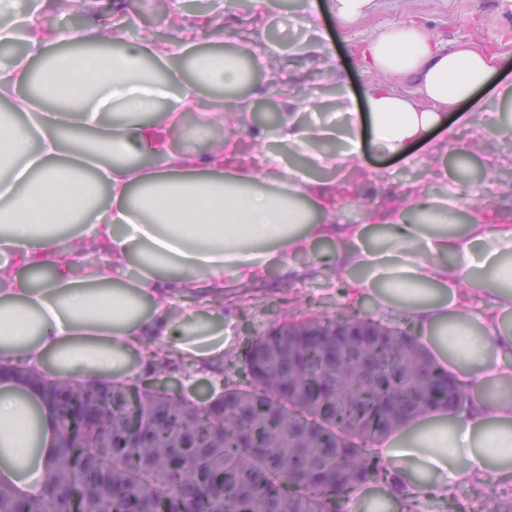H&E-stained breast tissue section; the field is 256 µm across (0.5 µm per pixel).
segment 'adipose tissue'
Masks as SVG:
<instances>
[{"label": "adipose tissue", "mask_w": 512, "mask_h": 512, "mask_svg": "<svg viewBox=\"0 0 512 512\" xmlns=\"http://www.w3.org/2000/svg\"><path fill=\"white\" fill-rule=\"evenodd\" d=\"M211 35L199 20L158 39L141 28L116 53L63 52L93 34L28 24V51L0 72V363L28 373L100 383L138 377L153 360L148 340L188 363L224 361V314L191 313L197 331L170 313L187 294L223 295L272 269L301 276L296 258L329 247L353 297L382 313L416 319L440 362L475 397L449 423L397 434L377 445L384 460L415 474V493L446 495L472 480L512 473V225L469 219L461 230L416 221L459 213L455 195L412 185L407 206L340 224L331 193L284 165L256 175L236 167L240 144L225 138L205 153L195 129L172 148L153 113L164 79H147V58L189 57L192 82L178 102L198 109L199 87L225 89L219 106L251 126L260 87L236 95L247 68H265L269 45L255 34L243 55L200 50ZM376 76L354 98L336 87L343 121L301 123L316 101L285 98L274 127L309 168L362 164L363 142L406 167L471 157L488 139L512 138V118L461 114L497 70L499 57L470 41L445 43L411 20L377 29L362 50ZM96 259H81V244ZM132 274L120 279L114 270ZM35 389L0 381V479L39 495L58 428L38 411Z\"/></svg>", "instance_id": "obj_1"}]
</instances>
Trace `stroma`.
<instances>
[{
    "instance_id": "obj_1",
    "label": "stroma",
    "mask_w": 512,
    "mask_h": 512,
    "mask_svg": "<svg viewBox=\"0 0 512 512\" xmlns=\"http://www.w3.org/2000/svg\"><path fill=\"white\" fill-rule=\"evenodd\" d=\"M250 0H123L122 12L131 28L156 25L159 32L172 34L176 25L195 21L204 13L223 28L224 34L215 38L213 49L224 52L240 49L243 39L255 33H265L273 43L271 71H257L254 80L269 85L278 79L287 85L289 93L322 92L325 99L335 97L332 81L318 70L312 57L299 54L304 43L319 41L333 50L339 61L344 84L354 94H361L367 80L363 73L358 46L374 28L399 22L408 16H417L429 31L442 40L455 42L473 39L489 46L500 55L499 67L512 80V0H377L376 11L365 20L343 28L335 19H327L320 30L309 29L307 14L313 11L317 0H288L287 9L270 8L257 15L249 8ZM484 153L503 159V165L492 175L484 174L478 158L465 164L455 159L433 162L424 168H409L392 164L390 186L382 193H374L361 174L352 167L334 172L315 170L311 176L329 185H355L357 198L336 197V221L340 224L365 223L369 213L388 210L395 197L408 184L424 179L434 195L455 193L463 201L466 216L497 214L503 223L512 224V199L499 195L497 187L512 183V139L490 140ZM481 186V199H473L474 186ZM308 274L300 280L284 278L280 271H272L259 286L231 289L223 298H186L187 310L205 311L214 305L224 309V337L229 345L224 352L225 362L217 367L194 364L165 377L161 371L148 376L151 384H167L172 392L199 400L220 394L227 376L242 378L237 359L244 347L262 336L274 323L285 318H335L354 306L337 275L335 268L321 258H303ZM512 488V476L475 480L458 487L448 499L426 493L418 498L419 512H459L473 503L492 504Z\"/></svg>"
}]
</instances>
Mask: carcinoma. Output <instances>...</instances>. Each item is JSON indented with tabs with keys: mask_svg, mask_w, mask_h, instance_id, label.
I'll return each mask as SVG.
<instances>
[{
	"mask_svg": "<svg viewBox=\"0 0 512 512\" xmlns=\"http://www.w3.org/2000/svg\"><path fill=\"white\" fill-rule=\"evenodd\" d=\"M253 340L248 384L199 404L140 382L68 380L51 482L30 497L0 481V512H340L390 473L373 447L415 421L472 401L467 386L410 332L364 337L348 358L338 320L316 335Z\"/></svg>",
	"mask_w": 512,
	"mask_h": 512,
	"instance_id": "obj_1",
	"label": "carcinoma"
}]
</instances>
